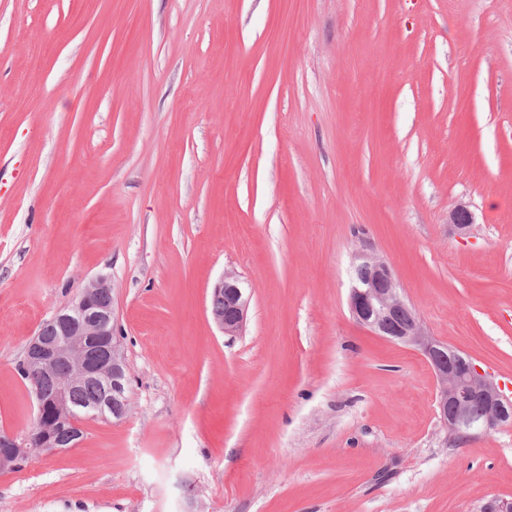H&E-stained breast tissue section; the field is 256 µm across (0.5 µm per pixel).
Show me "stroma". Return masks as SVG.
<instances>
[{
    "label": "stroma",
    "instance_id": "obj_1",
    "mask_svg": "<svg viewBox=\"0 0 512 512\" xmlns=\"http://www.w3.org/2000/svg\"><path fill=\"white\" fill-rule=\"evenodd\" d=\"M364 245L512 397V0H0V431L93 278L130 378L125 418L0 470V512L512 502V423L453 441L422 353L353 319ZM213 300L216 301L212 302V313L221 315L213 316L218 328L225 336H240L247 320L249 297L245 295L236 272H224L213 289Z\"/></svg>",
    "mask_w": 512,
    "mask_h": 512
}]
</instances>
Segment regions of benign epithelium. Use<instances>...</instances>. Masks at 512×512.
Wrapping results in <instances>:
<instances>
[{"mask_svg": "<svg viewBox=\"0 0 512 512\" xmlns=\"http://www.w3.org/2000/svg\"><path fill=\"white\" fill-rule=\"evenodd\" d=\"M450 223L467 230L474 223L464 204L449 215ZM354 269L360 277L350 289L349 308L362 325L391 341L417 347L433 368L438 381L439 415L455 437H469L499 425L512 412V401L497 384L481 373L467 357L452 352L448 346L430 336L416 312L403 298L390 264L363 248L355 253ZM112 295L105 277L90 280L77 297L59 308L51 321L61 327L60 337L46 342L35 337L23 356L25 368L40 380L55 382L53 406L57 421L79 427L71 417L68 393L75 385L90 379L100 382L105 397L96 405L102 415L121 418L126 414L124 393L127 390V366L118 341L109 325L114 320L112 305L102 297ZM213 299L224 302V314L214 317L226 336L242 334L247 320L249 297L241 287L239 276L226 271L213 289ZM64 363L68 374L56 376V367ZM39 447L57 450L54 420L48 418L44 403L37 404ZM0 466L5 468L15 456L31 457V448L11 434L0 437Z\"/></svg>", "mask_w": 512, "mask_h": 512, "instance_id": "obj_1", "label": "benign epithelium"}]
</instances>
